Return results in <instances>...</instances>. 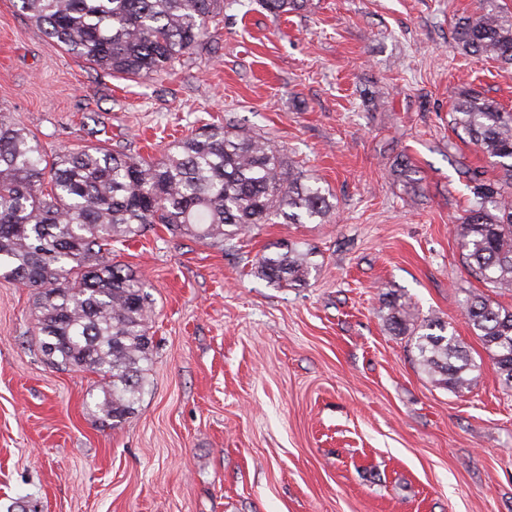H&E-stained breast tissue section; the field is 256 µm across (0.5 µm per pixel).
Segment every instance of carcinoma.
I'll return each instance as SVG.
<instances>
[{"label": "carcinoma", "instance_id": "obj_1", "mask_svg": "<svg viewBox=\"0 0 512 512\" xmlns=\"http://www.w3.org/2000/svg\"><path fill=\"white\" fill-rule=\"evenodd\" d=\"M308 0H264L287 14ZM20 11L67 53L126 78H149L212 46L224 0H19ZM476 18L459 17L458 46L512 70V15L497 0ZM451 125L489 158L503 177L484 181L471 168L475 204L457 222L470 270L491 288H512V112L475 92L459 95ZM329 195L287 165L281 151L235 125H205L165 158L131 157L104 146L65 148L46 159L38 138L0 113V279L35 290L42 352L64 367L100 376L96 403L115 424L132 414L143 389L141 363L154 351L149 321L154 299L112 244L162 224L211 246L283 217L294 224L325 219ZM316 264L290 245L264 254L257 272L279 287L307 281ZM387 322L417 351L435 383L461 392L474 363L449 323L422 317L411 303L389 302ZM464 313L512 385V311L482 294Z\"/></svg>", "mask_w": 512, "mask_h": 512}]
</instances>
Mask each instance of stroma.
I'll return each instance as SVG.
<instances>
[{"label": "stroma", "mask_w": 512, "mask_h": 512, "mask_svg": "<svg viewBox=\"0 0 512 512\" xmlns=\"http://www.w3.org/2000/svg\"><path fill=\"white\" fill-rule=\"evenodd\" d=\"M482 0H224L218 51L144 80L67 54L0 0V113L52 153L160 159L205 123L259 133L329 192L323 223L261 224L218 248L154 225L113 246L155 301L147 382L103 421L95 373L40 350L32 290L0 279V512H512V387L463 311L486 285L453 226L468 166L499 170L450 112L512 75L461 51ZM378 92L376 105L364 102ZM412 173L398 175L401 162ZM316 265L282 288L261 255ZM449 322L477 363L452 393L386 324L390 295Z\"/></svg>", "instance_id": "1"}]
</instances>
